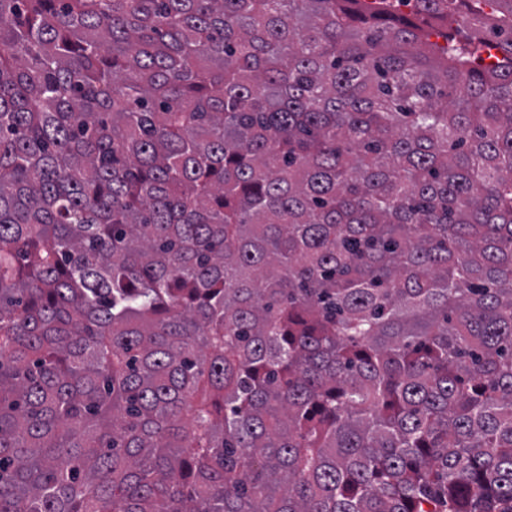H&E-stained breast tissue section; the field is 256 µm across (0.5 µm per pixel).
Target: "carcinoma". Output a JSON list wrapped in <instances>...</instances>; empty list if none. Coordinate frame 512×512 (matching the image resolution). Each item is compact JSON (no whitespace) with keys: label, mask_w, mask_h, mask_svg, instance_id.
Returning a JSON list of instances; mask_svg holds the SVG:
<instances>
[{"label":"carcinoma","mask_w":512,"mask_h":512,"mask_svg":"<svg viewBox=\"0 0 512 512\" xmlns=\"http://www.w3.org/2000/svg\"><path fill=\"white\" fill-rule=\"evenodd\" d=\"M460 1L0 0V512H512V0ZM461 12L458 11H450L448 12V23L447 18L444 20L439 19H431L422 14H416L412 9L403 7H396L393 10V15L396 18H401L405 22L410 24L418 25L424 28L425 30L431 31L434 35L431 36V42H437L439 44H444V39L441 36L445 35L448 32V35H454L459 38L460 34H457V31L462 27V17ZM431 24V26H428Z\"/></svg>","instance_id":"cac0c4a2"}]
</instances>
